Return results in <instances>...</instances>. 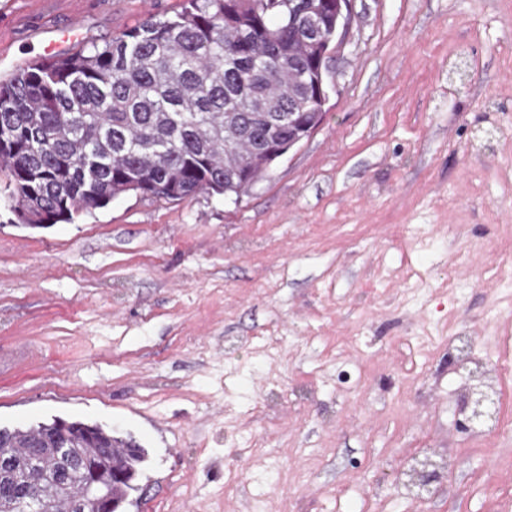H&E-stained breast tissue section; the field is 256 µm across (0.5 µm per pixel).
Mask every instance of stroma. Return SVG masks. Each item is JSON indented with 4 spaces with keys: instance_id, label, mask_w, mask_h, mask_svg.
I'll return each instance as SVG.
<instances>
[{
    "instance_id": "obj_1",
    "label": "stroma",
    "mask_w": 512,
    "mask_h": 512,
    "mask_svg": "<svg viewBox=\"0 0 512 512\" xmlns=\"http://www.w3.org/2000/svg\"><path fill=\"white\" fill-rule=\"evenodd\" d=\"M184 2L0 0V54ZM324 75L319 128L237 201L32 228L0 172V428L134 436L125 512H512V371L500 428L462 430L446 346L512 364V0H351ZM432 451L452 468L398 491Z\"/></svg>"
}]
</instances>
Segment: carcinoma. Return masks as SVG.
I'll return each mask as SVG.
<instances>
[{"label":"carcinoma","instance_id":"carcinoma-1","mask_svg":"<svg viewBox=\"0 0 512 512\" xmlns=\"http://www.w3.org/2000/svg\"><path fill=\"white\" fill-rule=\"evenodd\" d=\"M141 26L0 83V170L20 224L69 223L129 191L180 200L201 191L241 196L272 157L264 146L323 120L314 81L336 39V0H188ZM315 37L304 34L308 18ZM112 450L121 506L146 461L133 437L80 419L0 428V456L43 498L57 469L48 445ZM76 472L55 496L66 512L87 490Z\"/></svg>","mask_w":512,"mask_h":512}]
</instances>
